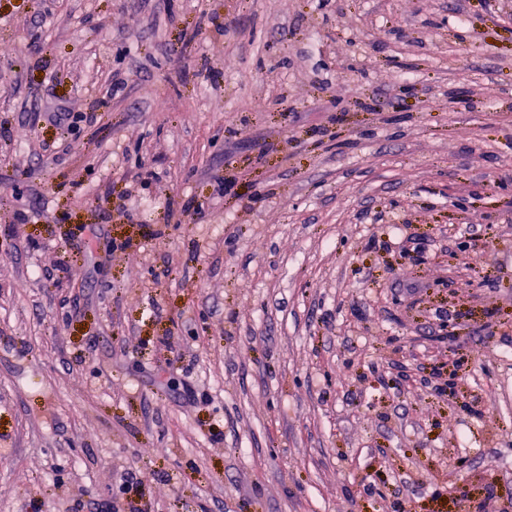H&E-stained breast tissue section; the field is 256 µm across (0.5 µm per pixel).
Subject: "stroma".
Returning <instances> with one entry per match:
<instances>
[{
  "mask_svg": "<svg viewBox=\"0 0 512 512\" xmlns=\"http://www.w3.org/2000/svg\"><path fill=\"white\" fill-rule=\"evenodd\" d=\"M490 496L512 0H0V512Z\"/></svg>",
  "mask_w": 512,
  "mask_h": 512,
  "instance_id": "obj_1",
  "label": "stroma"
}]
</instances>
